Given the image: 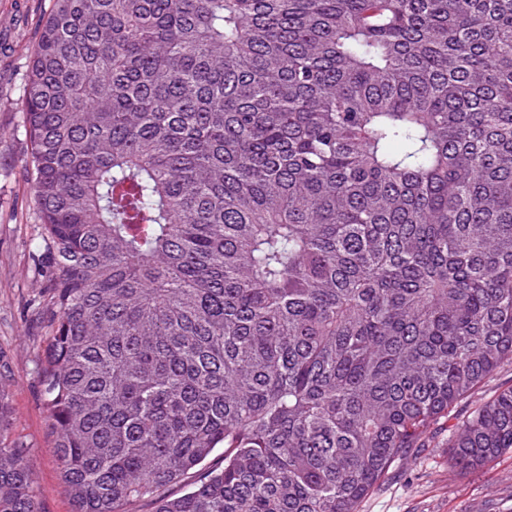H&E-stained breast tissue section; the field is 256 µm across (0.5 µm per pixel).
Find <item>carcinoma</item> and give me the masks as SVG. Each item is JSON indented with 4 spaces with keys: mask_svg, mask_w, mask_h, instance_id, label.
Segmentation results:
<instances>
[{
    "mask_svg": "<svg viewBox=\"0 0 512 512\" xmlns=\"http://www.w3.org/2000/svg\"><path fill=\"white\" fill-rule=\"evenodd\" d=\"M22 112L74 512H358L512 363V0H53Z\"/></svg>",
    "mask_w": 512,
    "mask_h": 512,
    "instance_id": "1",
    "label": "carcinoma"
}]
</instances>
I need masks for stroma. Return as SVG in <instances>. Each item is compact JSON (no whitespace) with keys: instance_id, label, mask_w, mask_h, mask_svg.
<instances>
[{"instance_id":"stroma-1","label":"stroma","mask_w":512,"mask_h":512,"mask_svg":"<svg viewBox=\"0 0 512 512\" xmlns=\"http://www.w3.org/2000/svg\"><path fill=\"white\" fill-rule=\"evenodd\" d=\"M50 0H0V392L13 412L11 433L30 449L41 512H72L45 421L37 368L46 329L34 300L48 302L35 260L42 229L24 174L30 143L21 99L30 56ZM472 400L431 425L425 445L393 469L360 512H512V451L473 471L454 469L448 442Z\"/></svg>"}]
</instances>
